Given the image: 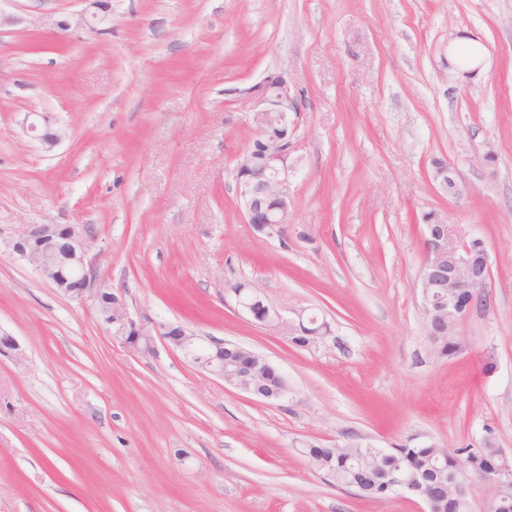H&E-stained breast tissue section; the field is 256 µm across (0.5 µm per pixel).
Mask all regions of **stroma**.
I'll return each mask as SVG.
<instances>
[{
  "label": "stroma",
  "instance_id": "obj_1",
  "mask_svg": "<svg viewBox=\"0 0 512 512\" xmlns=\"http://www.w3.org/2000/svg\"><path fill=\"white\" fill-rule=\"evenodd\" d=\"M103 2L0 0V225H92L96 279L135 316L237 343L290 393L257 399L161 341L134 353L2 251L0 335L21 354L0 355V512H422L328 481L303 443L512 458V0ZM471 40L479 74L449 79ZM273 73L301 109L288 224L267 236L235 166L245 93ZM430 211L491 264L449 358L417 288ZM240 284L329 334L254 323Z\"/></svg>",
  "mask_w": 512,
  "mask_h": 512
}]
</instances>
